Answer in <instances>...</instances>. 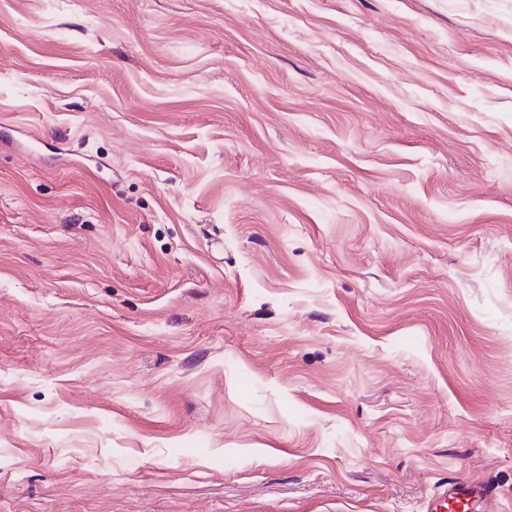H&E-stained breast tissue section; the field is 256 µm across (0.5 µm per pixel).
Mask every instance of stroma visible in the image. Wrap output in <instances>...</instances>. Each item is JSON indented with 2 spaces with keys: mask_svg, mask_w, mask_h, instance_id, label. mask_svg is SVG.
Instances as JSON below:
<instances>
[{
  "mask_svg": "<svg viewBox=\"0 0 512 512\" xmlns=\"http://www.w3.org/2000/svg\"><path fill=\"white\" fill-rule=\"evenodd\" d=\"M512 512V0H0V512ZM497 501V491L491 485L482 481L471 483H444L432 495L426 505V512H480L483 505L494 504Z\"/></svg>",
  "mask_w": 512,
  "mask_h": 512,
  "instance_id": "35a3bbf8",
  "label": "stroma"
}]
</instances>
